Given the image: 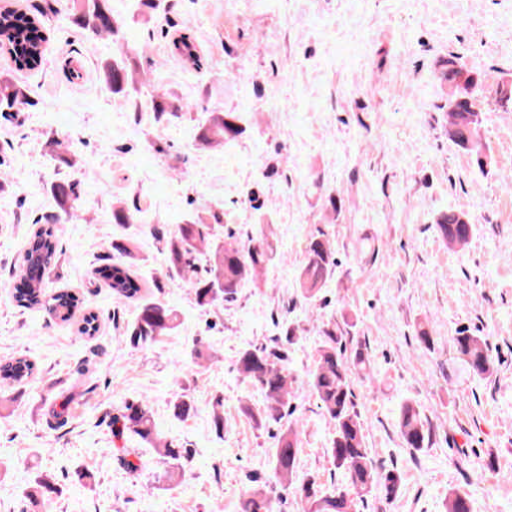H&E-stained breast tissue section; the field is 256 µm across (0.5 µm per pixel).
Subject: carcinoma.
I'll use <instances>...</instances> for the list:
<instances>
[{
    "instance_id": "carcinoma-1",
    "label": "carcinoma",
    "mask_w": 512,
    "mask_h": 512,
    "mask_svg": "<svg viewBox=\"0 0 512 512\" xmlns=\"http://www.w3.org/2000/svg\"><path fill=\"white\" fill-rule=\"evenodd\" d=\"M72 22L96 35L115 33V26L107 0H84L83 7L72 14ZM0 41L12 48L14 62L21 68L39 66L43 60V43L46 38L39 25L14 12L0 13ZM173 53L183 60L196 62V47L191 37L173 43ZM112 96L132 98L135 88L128 66L122 59H114L102 66ZM444 81L453 86L448 99V135L459 147L468 149L477 124V112L469 103L467 82L461 80L462 69L455 58L443 62ZM29 103L24 89L7 75L0 74V112H8ZM156 118L164 121L176 115L178 108L158 95L153 99ZM242 129L233 116L212 112L202 123L199 139L207 146L219 145L227 135H239ZM50 194L59 208L69 217L77 216L82 204L71 185L57 181L50 185ZM437 228L451 246L465 244L472 232L467 215L450 211L440 218ZM209 251L207 269L201 271L194 260L199 248ZM114 249L125 258L108 272V287L126 300L140 299L141 287L133 267L137 256L134 244L116 245ZM163 252L168 267L182 277L192 288L195 301L200 306L233 301L239 289L256 280L272 259L273 251L262 241L257 246H242L231 234H224L220 215H212L206 223L196 217L177 226L176 231L163 239ZM57 254V230L39 227L33 230L25 246L23 263L35 258L52 260ZM335 259L330 241L323 237L313 238L307 247L304 261L298 272L299 286L308 293L323 287L333 274ZM16 306L23 309L45 308L63 323L74 318L78 299L68 291L47 295L43 281H34L23 292L13 295ZM178 313L172 306L158 300H144L134 324L133 342L148 343L177 327ZM458 352L465 358L469 369L477 375H487L493 369L487 340L467 331L456 337ZM287 352L278 346L248 348L240 352L237 369L241 376L259 387L264 405L258 410L245 409V414L259 428L281 422L292 396L293 377L286 364ZM33 372V365L24 357H15L0 363V384H19ZM309 385L320 403V408L334 425L330 458L336 469L342 471L354 494L361 497L382 489L392 495L398 486V476L378 470L369 448L366 447L364 427L355 409L351 373L340 342L332 331L324 332L318 350V358L310 373ZM402 439L408 448L420 449L429 441V433L416 406L407 403L399 416ZM130 431L142 440H157L152 413L145 404L131 405L115 422V433ZM297 453L295 431L287 427L278 436L273 458V469L282 491L291 492L303 501L308 512H348V494L340 491L327 493L315 478L296 481ZM244 512H273L272 499L265 484L256 486L244 502Z\"/></svg>"
}]
</instances>
